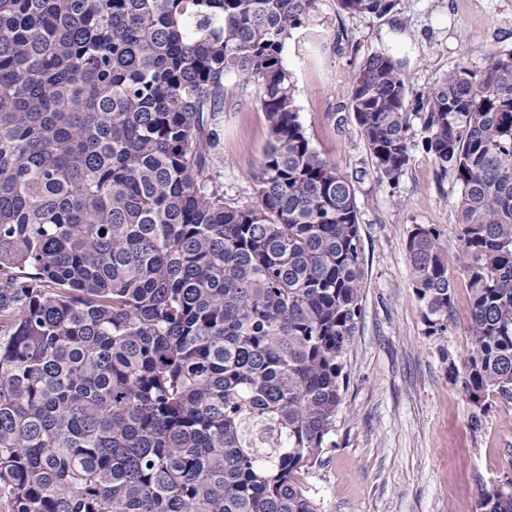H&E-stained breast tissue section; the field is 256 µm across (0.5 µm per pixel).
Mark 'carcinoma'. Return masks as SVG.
Returning a JSON list of instances; mask_svg holds the SVG:
<instances>
[{
	"mask_svg": "<svg viewBox=\"0 0 512 512\" xmlns=\"http://www.w3.org/2000/svg\"><path fill=\"white\" fill-rule=\"evenodd\" d=\"M381 18L399 0H337ZM317 0H0V504L7 512H318L362 316L352 181L313 148L284 56ZM269 129L256 201L209 186L224 79ZM350 110L394 185L423 150L460 186L464 391L512 403V47L415 91L366 56ZM429 336L448 246L407 241ZM512 512V493L484 496Z\"/></svg>",
	"mask_w": 512,
	"mask_h": 512,
	"instance_id": "obj_1",
	"label": "carcinoma"
}]
</instances>
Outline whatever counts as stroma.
<instances>
[{
  "mask_svg": "<svg viewBox=\"0 0 512 512\" xmlns=\"http://www.w3.org/2000/svg\"><path fill=\"white\" fill-rule=\"evenodd\" d=\"M308 43L293 32L284 58L296 86L300 120L314 148L353 182L360 215L365 283L362 318L347 356L349 379L335 445L301 482L319 512H481L485 492L512 487V403H471L461 377L472 351L467 272L455 254L460 187L440 173L412 123L411 161L397 185L377 176L349 107L351 81L375 52L403 63L411 88L424 89L458 66L480 73L488 50L512 46V0H399L383 18L317 0ZM211 186L245 203L269 139L254 89L225 79ZM416 224L441 229L451 259L448 332L429 336L413 290L406 242Z\"/></svg>",
  "mask_w": 512,
  "mask_h": 512,
  "instance_id": "35a3bbf8",
  "label": "stroma"
}]
</instances>
